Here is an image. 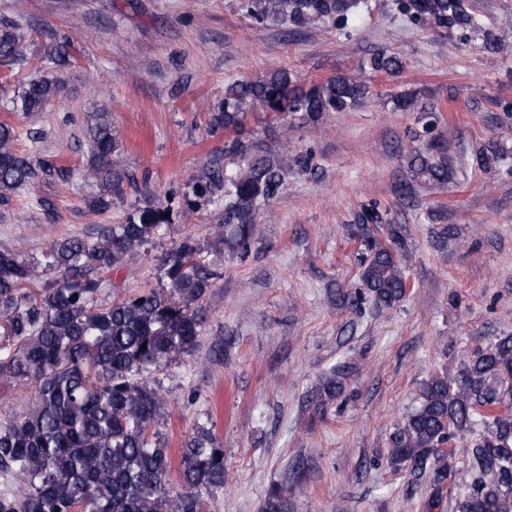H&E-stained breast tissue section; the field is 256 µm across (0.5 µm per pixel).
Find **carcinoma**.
<instances>
[{
	"mask_svg": "<svg viewBox=\"0 0 512 512\" xmlns=\"http://www.w3.org/2000/svg\"><path fill=\"white\" fill-rule=\"evenodd\" d=\"M411 25L430 28L497 52L503 44L471 0H394ZM237 11L255 26L269 21L298 31L315 24L344 30L370 10L369 0H237ZM30 33L0 24V66L28 60ZM374 73L403 69L394 53L378 51L366 61ZM291 75L275 70L259 80H235L224 90L210 132L236 128L244 111L301 112L310 122L328 112H350L372 95L368 78L339 74L307 92L291 87ZM60 92L58 75L22 83L6 100L9 112H44ZM426 122L413 138L427 141L413 151L411 171L446 184L454 177L448 155L433 133L440 117L420 108ZM82 170L91 188L85 204L112 209L133 187L144 201L119 224H105L85 237L49 241L38 257L0 248V385L29 383L32 401L0 416V512H204L205 500L224 490V446L209 413L199 416L180 448L178 466L152 432L165 413L155 373L192 354L208 320L207 296L224 277L214 251L188 235L156 263L159 287L112 297V273L140 256L173 223L175 208L222 211L240 255L248 252L257 214L278 198L290 169L312 171L311 158L271 154L239 138L224 143L186 184L179 201L150 198L134 174L118 165L112 115L96 112L86 130ZM18 130L0 122V200L39 181L67 180L72 170L18 147ZM354 233L364 252L360 280L379 306L390 307L407 292L398 225L372 202L358 216ZM41 278L37 293L25 286ZM334 366L311 395L323 411L346 388ZM476 439L466 435L476 425ZM394 471L427 477L434 489L455 482L457 464L471 481L448 502L453 512H512V334L474 352L450 378L433 374L419 390V404L392 433L387 459ZM261 512H288V498L272 490Z\"/></svg>",
	"mask_w": 512,
	"mask_h": 512,
	"instance_id": "1",
	"label": "carcinoma"
}]
</instances>
